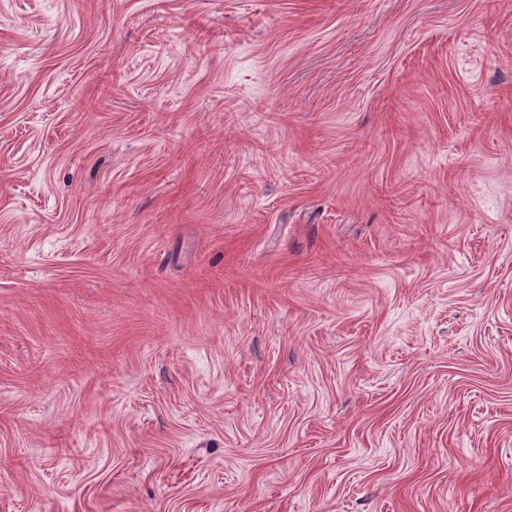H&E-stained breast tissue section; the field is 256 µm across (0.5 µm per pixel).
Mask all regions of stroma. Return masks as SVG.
Segmentation results:
<instances>
[{
	"label": "stroma",
	"mask_w": 512,
	"mask_h": 512,
	"mask_svg": "<svg viewBox=\"0 0 512 512\" xmlns=\"http://www.w3.org/2000/svg\"><path fill=\"white\" fill-rule=\"evenodd\" d=\"M0 512H512V0H0Z\"/></svg>",
	"instance_id": "1"
}]
</instances>
